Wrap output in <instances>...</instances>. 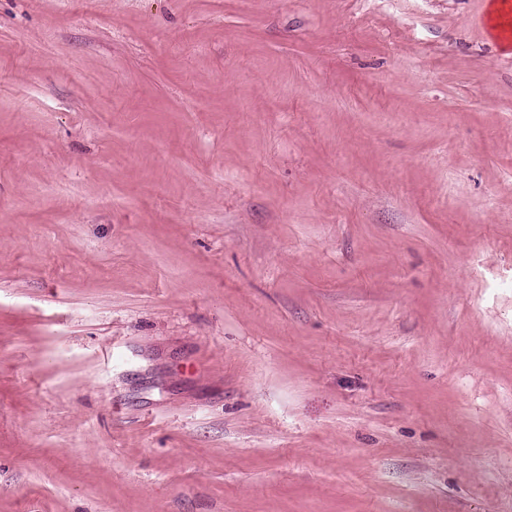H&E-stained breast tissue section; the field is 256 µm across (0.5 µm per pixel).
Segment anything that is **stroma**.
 Segmentation results:
<instances>
[{
  "instance_id": "obj_1",
  "label": "stroma",
  "mask_w": 512,
  "mask_h": 512,
  "mask_svg": "<svg viewBox=\"0 0 512 512\" xmlns=\"http://www.w3.org/2000/svg\"><path fill=\"white\" fill-rule=\"evenodd\" d=\"M488 13L0 0V512H512Z\"/></svg>"
}]
</instances>
